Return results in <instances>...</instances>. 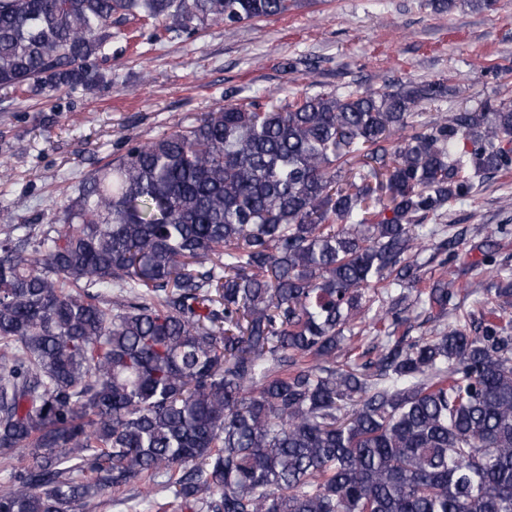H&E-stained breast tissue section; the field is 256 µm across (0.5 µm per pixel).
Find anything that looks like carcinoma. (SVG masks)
I'll return each instance as SVG.
<instances>
[{
  "mask_svg": "<svg viewBox=\"0 0 512 512\" xmlns=\"http://www.w3.org/2000/svg\"><path fill=\"white\" fill-rule=\"evenodd\" d=\"M298 0H0V90L93 92L112 24L165 35ZM401 80L229 102L0 237V512L165 479L179 512H512V265L421 287L427 224L512 172V104ZM442 321L408 335V313Z\"/></svg>",
  "mask_w": 512,
  "mask_h": 512,
  "instance_id": "carcinoma-1",
  "label": "carcinoma"
}]
</instances>
